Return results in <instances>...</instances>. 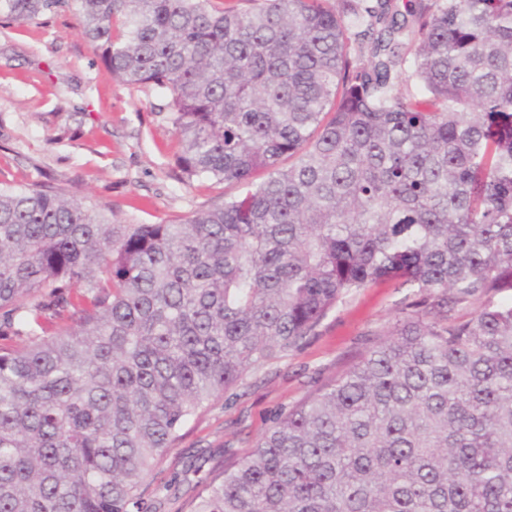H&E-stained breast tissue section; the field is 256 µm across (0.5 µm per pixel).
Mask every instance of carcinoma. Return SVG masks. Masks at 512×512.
<instances>
[{
	"label": "carcinoma",
	"instance_id": "obj_1",
	"mask_svg": "<svg viewBox=\"0 0 512 512\" xmlns=\"http://www.w3.org/2000/svg\"><path fill=\"white\" fill-rule=\"evenodd\" d=\"M77 2L113 77L167 97L186 181L267 178L168 224L0 188V333L27 338L0 346V512H149L192 418L383 283L425 309L189 512H512V0Z\"/></svg>",
	"mask_w": 512,
	"mask_h": 512
}]
</instances>
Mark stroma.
I'll list each match as a JSON object with an SVG mask.
<instances>
[{"instance_id":"1","label":"stroma","mask_w":512,"mask_h":512,"mask_svg":"<svg viewBox=\"0 0 512 512\" xmlns=\"http://www.w3.org/2000/svg\"><path fill=\"white\" fill-rule=\"evenodd\" d=\"M180 143L166 99L150 88L119 84L83 38L71 0L37 20H0V187L36 181L66 187L106 206L124 224H165L223 203L224 187L196 178L182 183ZM413 288L368 286L346 294L298 349L250 370L182 431L144 483H180L248 455L275 419L393 326L403 303H422Z\"/></svg>"}]
</instances>
